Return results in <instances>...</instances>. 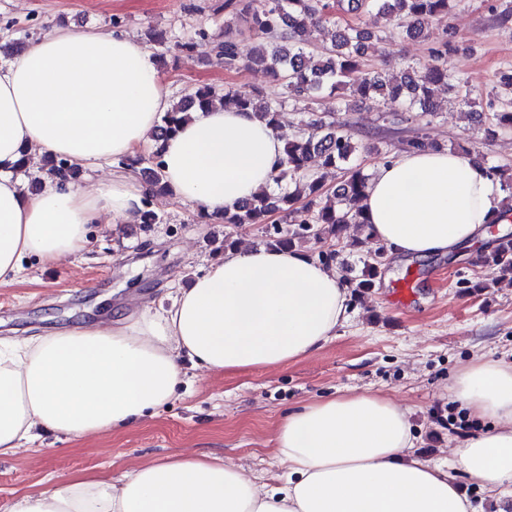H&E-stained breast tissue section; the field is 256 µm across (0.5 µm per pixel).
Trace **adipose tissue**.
Masks as SVG:
<instances>
[{"instance_id": "adipose-tissue-1", "label": "adipose tissue", "mask_w": 512, "mask_h": 512, "mask_svg": "<svg viewBox=\"0 0 512 512\" xmlns=\"http://www.w3.org/2000/svg\"><path fill=\"white\" fill-rule=\"evenodd\" d=\"M173 101L150 49L115 29L56 30L0 64V286L23 262L85 252L88 227L136 222L148 193L134 175L83 185L35 167L133 156ZM285 139L254 112L192 113L164 146L174 198L209 218L269 189ZM37 176L42 186L27 194ZM502 210L472 156L405 151L375 166L364 214L391 255H446L476 244ZM349 291L309 252L239 246L177 289L169 305L19 340L0 339V459L53 433L122 431L181 382L180 355L214 373L267 369L320 350L350 318ZM450 393L487 431L456 446L460 469L497 493L512 484V365L476 360ZM410 412L370 392L309 402L279 422L273 452L288 472L260 484L216 456L148 464L120 478L78 477L16 495L5 512H474L447 469L413 456Z\"/></svg>"}]
</instances>
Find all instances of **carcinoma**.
Returning <instances> with one entry per match:
<instances>
[{
  "label": "carcinoma",
  "instance_id": "1",
  "mask_svg": "<svg viewBox=\"0 0 512 512\" xmlns=\"http://www.w3.org/2000/svg\"><path fill=\"white\" fill-rule=\"evenodd\" d=\"M220 9L229 16L224 30L218 34L198 32L200 39L211 44L216 61L227 70L263 66L290 96L316 100L326 93L346 94L361 102L379 105L398 101L408 109L432 113L436 89L453 87L455 74L450 58L458 50L455 41H442L432 51V62L421 67L409 65L394 74L365 72L363 63L368 51H378L385 38L355 22L361 14L373 13L399 34L420 38L429 23L450 14L451 0H335L330 11L322 0H265L260 12L253 10L251 0H224ZM325 25L334 27L331 44L314 52L309 49L311 29ZM253 34L261 36L263 42L246 53L243 43ZM148 39L161 48L157 55L160 60L167 53L192 58V41L172 43L153 29L148 31ZM217 100L241 110H254L269 124L280 125L284 101L257 89L220 91L204 86L180 98L161 117L156 139L176 131L182 115L196 107L207 109ZM161 152V144H154L151 166L142 169L149 187L140 214V223L145 225L158 223L151 202L167 192ZM314 156L321 159L323 168L342 173L336 188L327 189L323 176L310 169ZM47 171L64 179L75 180L79 175V168L65 159L47 161ZM486 171L499 179L502 190L512 194V169L488 167ZM275 181L278 191H265L242 202L234 211L224 213L221 222L232 226L262 224L266 242L286 248L310 239L340 240L347 225L355 224L363 237L353 239L350 246L362 250L370 237L361 205L369 177L347 125L319 117L308 122L307 131L286 139L285 157ZM387 254L386 246H379L364 255L361 275L344 277L351 296L359 298L375 286ZM476 264L494 269L501 277H511L512 237H498L494 248L480 255Z\"/></svg>",
  "mask_w": 512,
  "mask_h": 512
}]
</instances>
